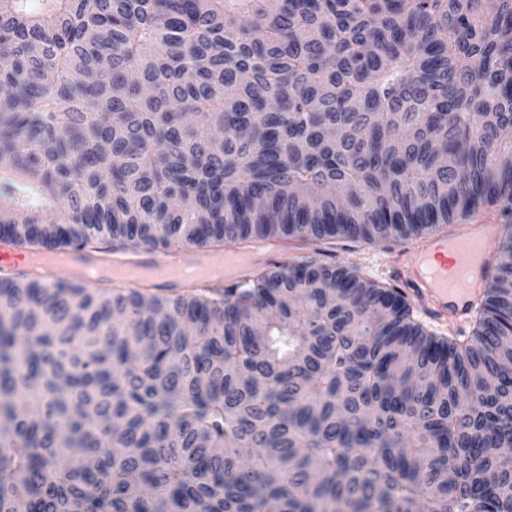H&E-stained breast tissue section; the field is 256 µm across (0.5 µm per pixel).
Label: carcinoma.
I'll list each match as a JSON object with an SVG mask.
<instances>
[{
	"label": "carcinoma",
	"instance_id": "carcinoma-1",
	"mask_svg": "<svg viewBox=\"0 0 512 512\" xmlns=\"http://www.w3.org/2000/svg\"><path fill=\"white\" fill-rule=\"evenodd\" d=\"M483 204L512 214V0H0L20 248L402 240ZM154 289L0 280V512H512L511 236L463 340L314 255Z\"/></svg>",
	"mask_w": 512,
	"mask_h": 512
}]
</instances>
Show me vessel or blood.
<instances>
[{"instance_id":"obj_1","label":"vessel or blood","mask_w":512,"mask_h":512,"mask_svg":"<svg viewBox=\"0 0 512 512\" xmlns=\"http://www.w3.org/2000/svg\"><path fill=\"white\" fill-rule=\"evenodd\" d=\"M511 230L499 222L459 219L447 236L413 244L391 265L389 276L407 288L428 318L439 323L466 322L475 296L492 273L498 245ZM274 253L267 243H254L245 258L233 266L229 281L248 278L255 265L268 262ZM143 266L164 272L165 284L175 288L186 283L181 269L193 267L204 275L211 272L209 259L197 251L151 257L135 247L94 255L73 248L27 255L11 251L0 258V269L31 270L43 275L48 287L53 286L54 279L47 276V269L62 267L74 286L93 288L105 281L118 290L136 289L140 281L134 271Z\"/></svg>"}]
</instances>
